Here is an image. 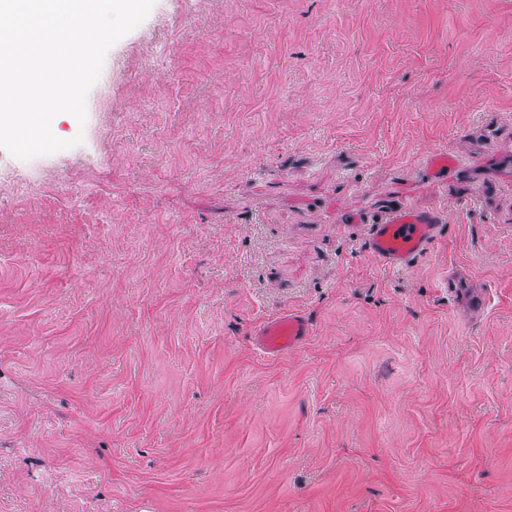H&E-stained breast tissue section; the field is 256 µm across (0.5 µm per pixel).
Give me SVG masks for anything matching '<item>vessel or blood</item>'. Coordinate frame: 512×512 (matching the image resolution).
<instances>
[{"mask_svg":"<svg viewBox=\"0 0 512 512\" xmlns=\"http://www.w3.org/2000/svg\"><path fill=\"white\" fill-rule=\"evenodd\" d=\"M446 216L442 210L404 208L372 225L367 250L389 268H403L423 254L437 238ZM311 334L303 315L288 313L265 321L257 331L259 348L275 357L296 348Z\"/></svg>","mask_w":512,"mask_h":512,"instance_id":"1","label":"vessel or blood"}]
</instances>
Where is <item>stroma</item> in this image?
<instances>
[{
    "label": "stroma",
    "mask_w": 512,
    "mask_h": 512,
    "mask_svg": "<svg viewBox=\"0 0 512 512\" xmlns=\"http://www.w3.org/2000/svg\"><path fill=\"white\" fill-rule=\"evenodd\" d=\"M86 111L0 182V512H512V0H155ZM445 222L440 209L397 210L371 226L367 250L386 267L404 268L427 250ZM311 326L305 317L297 313L280 315L265 321L257 330L259 349L268 356H279L296 348L307 336Z\"/></svg>",
    "instance_id": "stroma-1"
}]
</instances>
